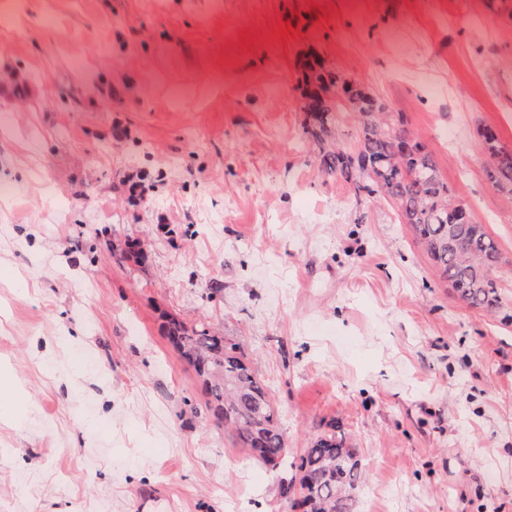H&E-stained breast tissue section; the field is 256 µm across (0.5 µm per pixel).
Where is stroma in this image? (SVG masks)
<instances>
[{
  "label": "stroma",
  "mask_w": 512,
  "mask_h": 512,
  "mask_svg": "<svg viewBox=\"0 0 512 512\" xmlns=\"http://www.w3.org/2000/svg\"><path fill=\"white\" fill-rule=\"evenodd\" d=\"M293 30L281 34L279 24ZM419 138L498 242L501 305L395 198L326 175L302 64ZM512 0H0V512H292L166 320L242 344L291 456L336 423L355 512H512ZM484 142L490 156H496V161L487 171L490 181L502 191L512 194V151L499 145L495 134L486 129L483 134Z\"/></svg>",
  "instance_id": "stroma-1"
}]
</instances>
